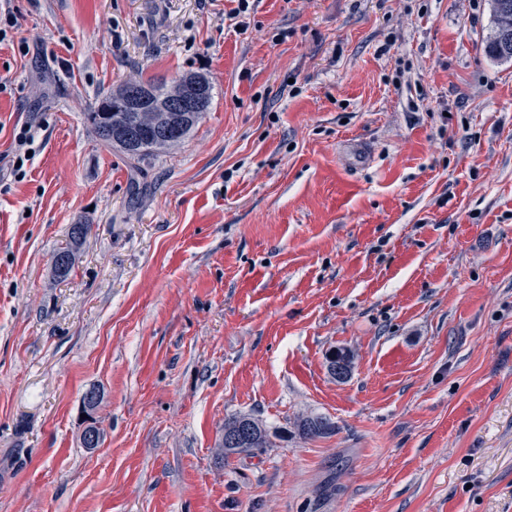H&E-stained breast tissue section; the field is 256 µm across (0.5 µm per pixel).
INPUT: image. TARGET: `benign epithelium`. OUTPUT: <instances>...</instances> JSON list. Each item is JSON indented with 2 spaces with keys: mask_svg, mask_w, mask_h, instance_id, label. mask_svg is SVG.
<instances>
[{
  "mask_svg": "<svg viewBox=\"0 0 512 512\" xmlns=\"http://www.w3.org/2000/svg\"><path fill=\"white\" fill-rule=\"evenodd\" d=\"M156 98L155 92L148 87L130 86L119 96L124 112L134 113L133 119L121 124L107 122L100 130L102 137L126 147L132 151L143 144L140 140L141 129L154 131L153 140L166 144L178 142L177 121L181 112H203L207 106V84L197 77L185 78L169 88L161 98V111L168 113L169 118L157 122L153 119V110L149 103ZM253 431V421L240 419L224 430V447L233 448L245 441Z\"/></svg>",
  "mask_w": 512,
  "mask_h": 512,
  "instance_id": "1",
  "label": "benign epithelium"
}]
</instances>
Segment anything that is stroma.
I'll use <instances>...</instances> for the list:
<instances>
[{"label":"stroma","mask_w":512,"mask_h":512,"mask_svg":"<svg viewBox=\"0 0 512 512\" xmlns=\"http://www.w3.org/2000/svg\"><path fill=\"white\" fill-rule=\"evenodd\" d=\"M236 5L0 0L30 45L0 42V512H512L490 0H249L242 33ZM194 73L209 112L139 168L86 119L130 77ZM312 413L335 432L300 437ZM240 414L284 436L221 460ZM14 142L16 144V153L14 156L11 175L14 180H22L26 177V165L35 155L33 144L35 142V135L32 131V126L28 124L21 125L18 129H14ZM28 151H32L31 155H27ZM21 162V165H18Z\"/></svg>","instance_id":"stroma-1"}]
</instances>
